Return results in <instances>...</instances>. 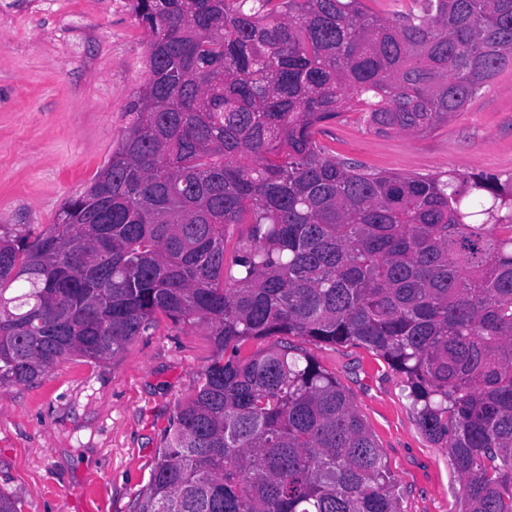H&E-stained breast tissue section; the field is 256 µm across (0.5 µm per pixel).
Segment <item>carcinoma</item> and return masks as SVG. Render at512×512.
Here are the masks:
<instances>
[{
    "label": "carcinoma",
    "mask_w": 512,
    "mask_h": 512,
    "mask_svg": "<svg viewBox=\"0 0 512 512\" xmlns=\"http://www.w3.org/2000/svg\"><path fill=\"white\" fill-rule=\"evenodd\" d=\"M150 32L131 122L37 233L0 231V388L114 361L163 314L216 350L140 512H400L350 395L305 354L357 344L406 378L459 512H512V187L376 172L315 134L346 110L423 136L512 67V0H127ZM249 224L232 257L226 232ZM365 8L375 15L392 18L396 12H408L416 7L413 0H363Z\"/></svg>",
    "instance_id": "1"
}]
</instances>
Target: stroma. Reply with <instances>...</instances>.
I'll return each instance as SVG.
<instances>
[{
  "label": "stroma",
  "mask_w": 512,
  "mask_h": 512,
  "mask_svg": "<svg viewBox=\"0 0 512 512\" xmlns=\"http://www.w3.org/2000/svg\"><path fill=\"white\" fill-rule=\"evenodd\" d=\"M148 41L127 0H0V225L41 230L91 185L148 79ZM317 138L377 172L512 181V68L427 135L375 133L357 111ZM281 342L351 396L403 512H458L459 482L419 429L402 375L357 345ZM214 356L206 327L161 315L116 361L71 356L35 383L0 388V489L21 512H137L164 431Z\"/></svg>",
  "instance_id": "1"
}]
</instances>
